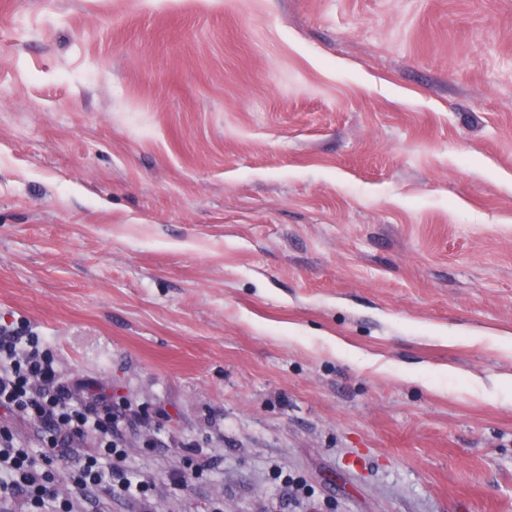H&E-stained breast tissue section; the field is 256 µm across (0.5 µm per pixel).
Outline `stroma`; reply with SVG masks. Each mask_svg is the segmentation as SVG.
<instances>
[{"mask_svg": "<svg viewBox=\"0 0 512 512\" xmlns=\"http://www.w3.org/2000/svg\"><path fill=\"white\" fill-rule=\"evenodd\" d=\"M21 321L152 512H512V0H0Z\"/></svg>", "mask_w": 512, "mask_h": 512, "instance_id": "35a3bbf8", "label": "stroma"}]
</instances>
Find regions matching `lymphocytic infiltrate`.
<instances>
[{
    "instance_id": "lymphocytic-infiltrate-1",
    "label": "lymphocytic infiltrate",
    "mask_w": 512,
    "mask_h": 512,
    "mask_svg": "<svg viewBox=\"0 0 512 512\" xmlns=\"http://www.w3.org/2000/svg\"><path fill=\"white\" fill-rule=\"evenodd\" d=\"M0 409L38 425L32 449L0 424V504L19 501L28 512H82L86 501L115 491L136 501L151 492L148 480L123 467L126 452L117 428L124 406L103 392L78 401L47 341L25 323L0 331ZM84 445L88 453L69 472L73 494L62 496L57 456Z\"/></svg>"
}]
</instances>
